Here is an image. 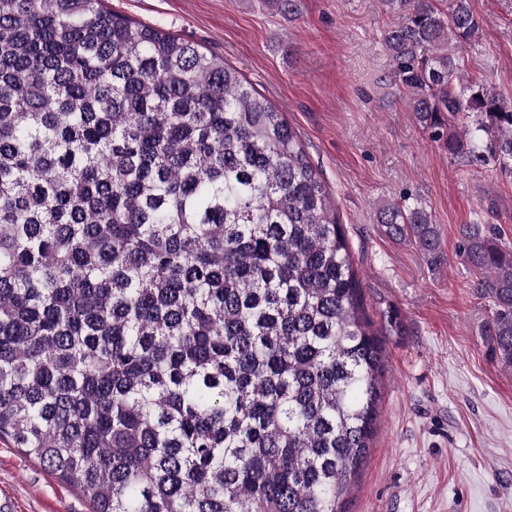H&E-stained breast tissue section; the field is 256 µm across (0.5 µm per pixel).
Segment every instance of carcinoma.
Instances as JSON below:
<instances>
[{"mask_svg": "<svg viewBox=\"0 0 512 512\" xmlns=\"http://www.w3.org/2000/svg\"><path fill=\"white\" fill-rule=\"evenodd\" d=\"M417 121L512 165L471 0H382ZM380 223L437 258L422 203ZM459 254L512 368V250ZM383 353L328 190L224 60L103 0H0V437L94 512H346Z\"/></svg>", "mask_w": 512, "mask_h": 512, "instance_id": "cac0c4a2", "label": "carcinoma"}]
</instances>
